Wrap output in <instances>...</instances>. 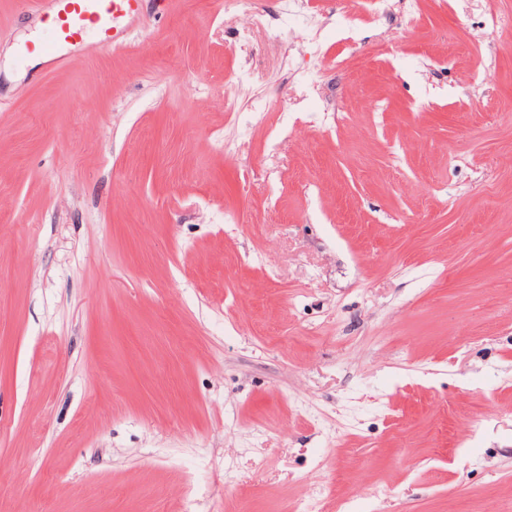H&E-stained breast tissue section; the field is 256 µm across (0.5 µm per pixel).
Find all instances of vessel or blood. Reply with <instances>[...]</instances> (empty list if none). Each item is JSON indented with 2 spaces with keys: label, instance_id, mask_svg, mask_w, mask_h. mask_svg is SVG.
Masks as SVG:
<instances>
[{
  "label": "vessel or blood",
  "instance_id": "obj_1",
  "mask_svg": "<svg viewBox=\"0 0 512 512\" xmlns=\"http://www.w3.org/2000/svg\"><path fill=\"white\" fill-rule=\"evenodd\" d=\"M144 0H34L35 10L47 11L51 23L50 39L37 45V52L58 58L65 44H79L87 30H95L103 49L122 46L126 21L137 18Z\"/></svg>",
  "mask_w": 512,
  "mask_h": 512
}]
</instances>
